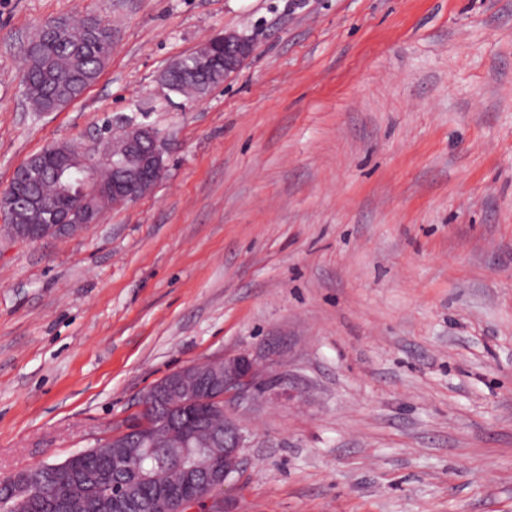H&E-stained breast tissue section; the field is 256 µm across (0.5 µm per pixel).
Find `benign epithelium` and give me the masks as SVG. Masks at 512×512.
Returning <instances> with one entry per match:
<instances>
[{"label": "benign epithelium", "instance_id": "1", "mask_svg": "<svg viewBox=\"0 0 512 512\" xmlns=\"http://www.w3.org/2000/svg\"><path fill=\"white\" fill-rule=\"evenodd\" d=\"M254 51V41L234 32L213 36L195 48L192 75L227 76L238 70ZM112 140L106 152L88 148L78 160L67 153L58 158L55 170L72 165L86 174L81 181L86 198L72 207L58 209L39 197L27 194L28 187L43 173L40 154L19 166L7 188L0 192V217L15 227L14 237L42 242L71 230L76 234L99 221L94 202L112 200L124 204L149 193L164 172L166 153L163 139L149 125L133 124L125 117L113 119ZM103 167L119 171L110 182L98 178ZM258 380L256 361L248 352L211 358L188 365L168 375L141 399L140 420L135 427L112 430L107 441L121 454L129 441L151 443L154 433L164 430L179 442L194 441L200 449V464L178 467L181 485L159 500L157 512H190L195 503L221 492L242 470L246 436L226 412V406L253 395ZM97 499L80 489L71 492L59 509L95 512Z\"/></svg>", "mask_w": 512, "mask_h": 512}]
</instances>
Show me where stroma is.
<instances>
[{
    "mask_svg": "<svg viewBox=\"0 0 512 512\" xmlns=\"http://www.w3.org/2000/svg\"><path fill=\"white\" fill-rule=\"evenodd\" d=\"M108 23L66 109L31 112L44 22ZM237 32L194 101L163 71ZM168 142L154 190L79 235H0V478L243 351V471L196 512H512V0H0V190L29 156ZM254 51V41L234 32L213 36L195 48L192 76H228L238 70Z\"/></svg>",
    "mask_w": 512,
    "mask_h": 512,
    "instance_id": "1",
    "label": "stroma"
}]
</instances>
